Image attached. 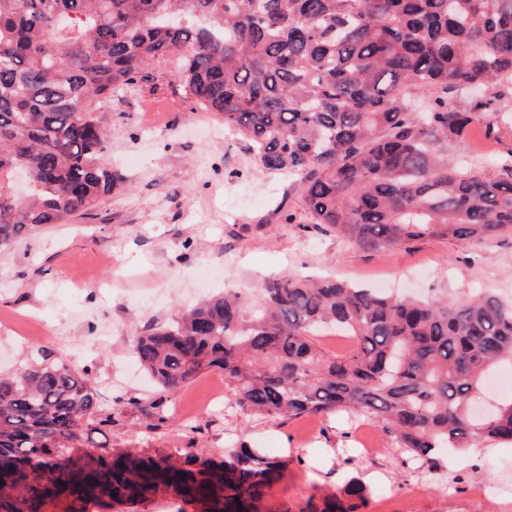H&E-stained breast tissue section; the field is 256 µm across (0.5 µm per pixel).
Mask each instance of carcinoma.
Masks as SVG:
<instances>
[{"label": "carcinoma", "instance_id": "1", "mask_svg": "<svg viewBox=\"0 0 512 512\" xmlns=\"http://www.w3.org/2000/svg\"><path fill=\"white\" fill-rule=\"evenodd\" d=\"M429 93L418 112L407 90ZM169 90L224 120L258 166L296 177L310 223L360 250L426 237L512 234V169L465 174L437 145L512 91V0H0V248L112 194L99 109ZM26 172L25 198L5 180ZM342 332L355 345L326 352ZM162 392L219 368L263 415H366L422 464L439 448L512 446V397L472 404L512 365V301L382 295L336 277L227 292L136 336ZM112 423L86 374L31 363L0 377V512H90L153 502L239 508L279 467L242 447L191 456L73 455L83 423Z\"/></svg>", "mask_w": 512, "mask_h": 512}]
</instances>
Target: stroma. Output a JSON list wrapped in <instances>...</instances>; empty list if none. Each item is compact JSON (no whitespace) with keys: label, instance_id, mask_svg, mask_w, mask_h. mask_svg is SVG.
I'll use <instances>...</instances> for the list:
<instances>
[{"label":"stroma","instance_id":"stroma-1","mask_svg":"<svg viewBox=\"0 0 512 512\" xmlns=\"http://www.w3.org/2000/svg\"><path fill=\"white\" fill-rule=\"evenodd\" d=\"M99 114L109 133L105 159L120 185L85 215L0 249V372L43 357L87 374L112 422L84 427L85 450L212 462L244 445L281 461L258 512H323L331 504L345 512H512L511 491L470 496L473 484L501 482L512 447L448 448L428 468L379 427L375 454L360 457L352 429L359 413L322 417L305 445L306 418L239 405L220 370L164 394L142 371H127L133 337L225 289H258L270 275L333 274L425 298L485 289L512 299V236L469 245L426 238L363 252L312 229L291 177L260 172L246 142L170 92L130 90ZM441 149L464 168L502 176L512 167V97ZM288 211L296 215L290 224ZM217 383L224 406H203Z\"/></svg>","mask_w":512,"mask_h":512}]
</instances>
